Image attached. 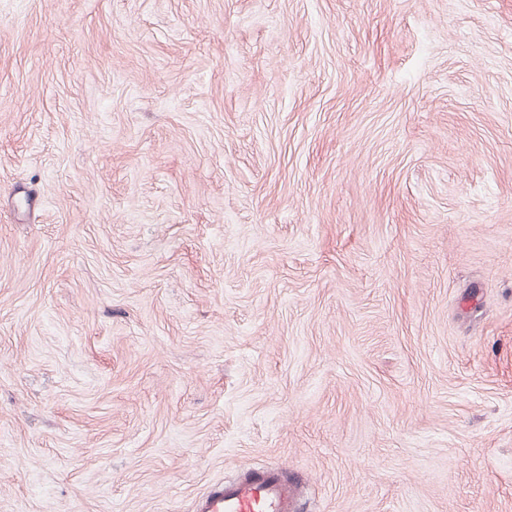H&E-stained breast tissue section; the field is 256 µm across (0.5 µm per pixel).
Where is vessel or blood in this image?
Wrapping results in <instances>:
<instances>
[{
    "label": "vessel or blood",
    "mask_w": 512,
    "mask_h": 512,
    "mask_svg": "<svg viewBox=\"0 0 512 512\" xmlns=\"http://www.w3.org/2000/svg\"><path fill=\"white\" fill-rule=\"evenodd\" d=\"M302 493L276 468L252 470L214 485L198 512H298Z\"/></svg>",
    "instance_id": "obj_1"
}]
</instances>
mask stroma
<instances>
[{
  "mask_svg": "<svg viewBox=\"0 0 512 512\" xmlns=\"http://www.w3.org/2000/svg\"><path fill=\"white\" fill-rule=\"evenodd\" d=\"M512 512V0H0V512ZM302 493L277 468L249 471L214 485L198 512H300Z\"/></svg>",
  "mask_w": 512,
  "mask_h": 512,
  "instance_id": "stroma-1",
  "label": "stroma"
}]
</instances>
